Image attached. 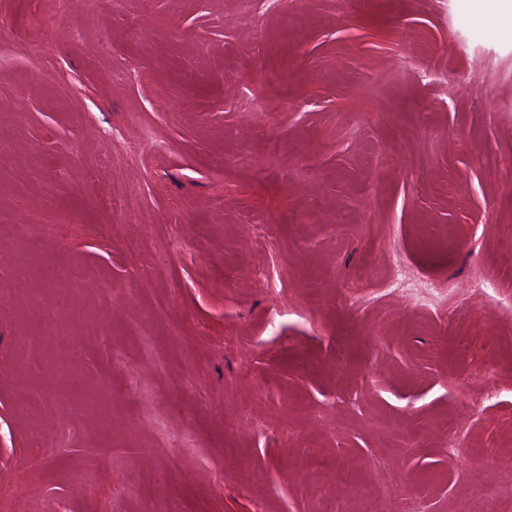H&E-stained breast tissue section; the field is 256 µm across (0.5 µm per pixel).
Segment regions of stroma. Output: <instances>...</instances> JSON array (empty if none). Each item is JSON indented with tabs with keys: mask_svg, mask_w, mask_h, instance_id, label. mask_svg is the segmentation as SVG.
I'll list each match as a JSON object with an SVG mask.
<instances>
[{
	"mask_svg": "<svg viewBox=\"0 0 512 512\" xmlns=\"http://www.w3.org/2000/svg\"><path fill=\"white\" fill-rule=\"evenodd\" d=\"M507 225L511 14L0 0V512H512Z\"/></svg>",
	"mask_w": 512,
	"mask_h": 512,
	"instance_id": "35a3bbf8",
	"label": "stroma"
}]
</instances>
